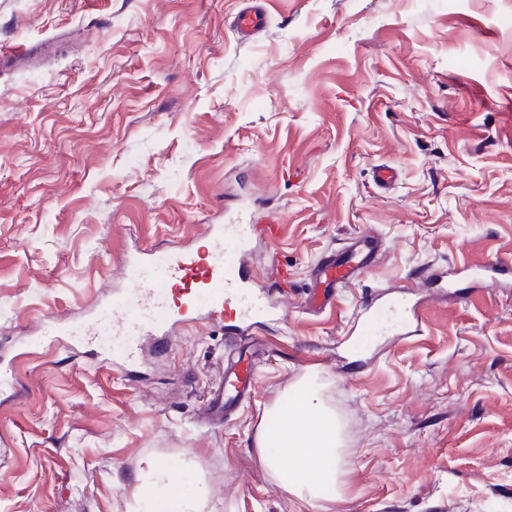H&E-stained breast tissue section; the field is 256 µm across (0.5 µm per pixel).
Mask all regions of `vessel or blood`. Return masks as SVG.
<instances>
[{
	"label": "vessel or blood",
	"mask_w": 512,
	"mask_h": 512,
	"mask_svg": "<svg viewBox=\"0 0 512 512\" xmlns=\"http://www.w3.org/2000/svg\"><path fill=\"white\" fill-rule=\"evenodd\" d=\"M232 20L238 40L257 37L267 22L268 0H240ZM252 228L247 224H212L208 249H184L160 256L149 253L128 261L126 270L136 282L134 292H122L102 306L82 329L87 343H96L110 332L121 352L122 365L134 363L138 341L153 338L168 342L171 330L197 321L223 327L233 348L224 361V376L207 400L205 413L213 422L223 421L254 390L260 340V324L280 319L283 309L273 289L257 282L247 263ZM383 251L382 241L363 233L337 250L322 254L313 264L304 295L305 307L322 312L334 307L340 292L363 278ZM461 274L494 288L512 280V258L494 257ZM385 295L372 293L351 319L350 332L362 331L382 314Z\"/></svg>",
	"instance_id": "obj_1"
}]
</instances>
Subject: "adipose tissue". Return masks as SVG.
<instances>
[{
  "mask_svg": "<svg viewBox=\"0 0 512 512\" xmlns=\"http://www.w3.org/2000/svg\"><path fill=\"white\" fill-rule=\"evenodd\" d=\"M278 431L260 429L254 446L275 484L311 504L326 495L341 499L345 463L337 446L336 418L312 382L295 389V403L281 412ZM163 486L148 496L146 512H187L189 492L175 469L162 473Z\"/></svg>",
  "mask_w": 512,
  "mask_h": 512,
  "instance_id": "1",
  "label": "adipose tissue"
}]
</instances>
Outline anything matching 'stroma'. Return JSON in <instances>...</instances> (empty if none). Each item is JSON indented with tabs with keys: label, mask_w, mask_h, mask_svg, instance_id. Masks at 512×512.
I'll list each match as a JSON object with an SVG mask.
<instances>
[{
	"label": "stroma",
	"mask_w": 512,
	"mask_h": 512,
	"mask_svg": "<svg viewBox=\"0 0 512 512\" xmlns=\"http://www.w3.org/2000/svg\"><path fill=\"white\" fill-rule=\"evenodd\" d=\"M237 9L0 0V43L50 44L0 67V512H143L170 466L191 512H319L252 445L307 379L346 425L332 512H512V288L457 280L426 294L421 335H347L367 293L512 256V0H270L249 42ZM247 222L257 279L291 274L288 316L224 423L202 415L219 326L144 342L132 380L44 340L132 287L124 255ZM368 230L379 265L304 313L313 263Z\"/></svg>",
	"instance_id": "1"
}]
</instances>
